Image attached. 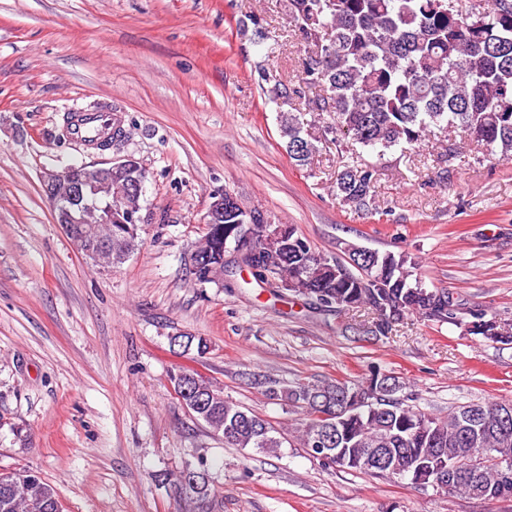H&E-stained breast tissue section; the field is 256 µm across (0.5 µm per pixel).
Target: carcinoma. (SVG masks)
<instances>
[{"mask_svg":"<svg viewBox=\"0 0 512 512\" xmlns=\"http://www.w3.org/2000/svg\"><path fill=\"white\" fill-rule=\"evenodd\" d=\"M288 17L302 36V86L293 90L307 112H328L331 122L316 137L293 112L279 116V133L295 165L304 167L319 152L318 143L348 138L359 150L336 171L340 201L357 211L375 203L377 164L393 151L401 155L425 142L432 129L457 128L486 150L512 154V0H288ZM324 95L306 97L305 89ZM333 138H327V135ZM127 176L112 174V214L123 209ZM121 224H100L110 246L101 249L118 268L141 242V224L121 216ZM240 215L224 212V231L206 233L214 275L224 278V252L234 241L230 230ZM288 244L258 249L245 267L272 288L283 278L288 294L305 299L326 315L343 310L369 316L366 332L387 336L407 315L453 324L486 342L512 344V321L485 308L460 306L446 288H426L412 278L415 263L406 254L380 253L345 242L344 257L315 253L308 240L288 225ZM397 315L390 316L391 311ZM183 349L207 354V340L174 336ZM174 391L195 417L234 448L276 452L286 438L261 415L224 399V392L194 370L170 375ZM381 394L373 407L341 412L338 395L358 399L369 389ZM395 376L373 368L361 383L299 381L271 386L266 395L301 410L300 446L323 455L322 464L354 473L389 476L384 455L415 463L410 482L427 488L448 461H464L479 448H494L512 459V410L497 416L490 403L448 409V417L426 414L398 397ZM197 484L186 471L163 476L192 512H209L215 490L205 467ZM479 500L512 498V469L488 459L479 473L465 472L450 488ZM0 512H62L58 491L30 468L0 473Z\"/></svg>","mask_w":512,"mask_h":512,"instance_id":"1","label":"carcinoma"}]
</instances>
